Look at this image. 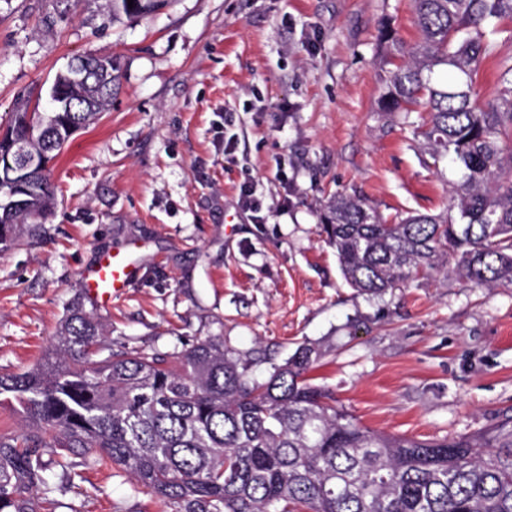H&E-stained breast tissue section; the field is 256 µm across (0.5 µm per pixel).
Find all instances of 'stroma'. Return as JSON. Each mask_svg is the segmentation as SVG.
Instances as JSON below:
<instances>
[{
	"label": "stroma",
	"instance_id": "35a3bbf8",
	"mask_svg": "<svg viewBox=\"0 0 512 512\" xmlns=\"http://www.w3.org/2000/svg\"><path fill=\"white\" fill-rule=\"evenodd\" d=\"M102 0H0V125L47 100L76 55L122 65L110 112L51 166L39 236L0 250V373L38 366L80 279L108 253L133 282L99 308L113 350L173 353L223 338L267 374L305 341L314 385L364 426L419 440L512 414V286L437 274L380 298L344 281L319 225L334 194L383 216L446 210L451 161L429 168L412 129L377 110L382 27L406 43L411 0H170L111 21ZM477 82L497 95L512 20ZM255 187L259 212L238 198ZM37 512H171L119 469L76 464Z\"/></svg>",
	"mask_w": 512,
	"mask_h": 512
}]
</instances>
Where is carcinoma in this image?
<instances>
[{"instance_id": "1", "label": "carcinoma", "mask_w": 512, "mask_h": 512, "mask_svg": "<svg viewBox=\"0 0 512 512\" xmlns=\"http://www.w3.org/2000/svg\"><path fill=\"white\" fill-rule=\"evenodd\" d=\"M169 0H104L121 16L152 14ZM419 40L382 31L387 71L377 111L424 112L413 133L439 168L462 173L448 210L410 212L388 221L365 200L337 194L320 225L346 284L380 297L430 276L445 259L474 287L512 285V57L499 60L497 97L476 99L475 82L494 52L495 22L512 18V0H412ZM121 62L106 61L93 81L59 74L68 100L84 112L23 105L6 136L24 138L55 160L72 133L110 110ZM50 172L16 187L0 175V247L35 236L53 210ZM62 360L0 374L26 431L0 436V512H35L29 495L49 497L41 449L52 437L66 473L115 466L173 512H512V415L491 430L424 441L361 426L307 374L325 356L300 344L265 379L249 373L237 350L206 339L170 356L115 351L95 309L68 308L59 332Z\"/></svg>"}]
</instances>
